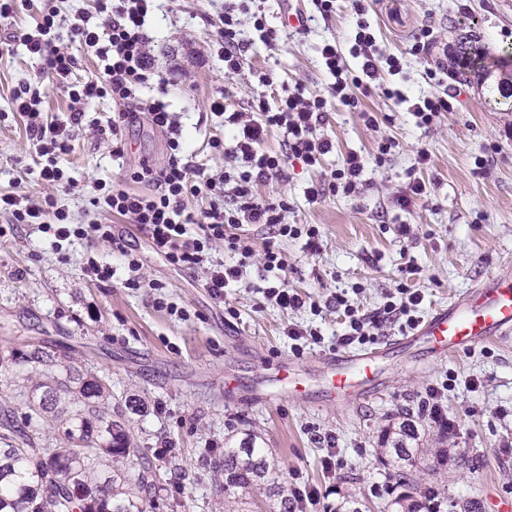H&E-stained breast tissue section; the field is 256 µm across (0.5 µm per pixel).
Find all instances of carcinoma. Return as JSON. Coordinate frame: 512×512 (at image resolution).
<instances>
[{"instance_id": "cac0c4a2", "label": "carcinoma", "mask_w": 512, "mask_h": 512, "mask_svg": "<svg viewBox=\"0 0 512 512\" xmlns=\"http://www.w3.org/2000/svg\"><path fill=\"white\" fill-rule=\"evenodd\" d=\"M461 62L471 71L483 70L488 52L466 46ZM21 359L30 366L25 381L43 394L26 403L21 426L13 407L0 405V512H150L156 467L121 423L111 380L60 366L34 345ZM54 410L62 428L59 447L43 448L39 420ZM416 438L409 417L381 436L380 454L407 466L387 492L390 512H424L425 491L418 490L413 474L418 449L409 447ZM255 491L277 501L279 512H293L286 478L256 438L246 437L224 449V505L249 512L245 496Z\"/></svg>"}]
</instances>
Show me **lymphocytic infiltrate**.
<instances>
[{"label":"lymphocytic infiltrate","mask_w":512,"mask_h":512,"mask_svg":"<svg viewBox=\"0 0 512 512\" xmlns=\"http://www.w3.org/2000/svg\"><path fill=\"white\" fill-rule=\"evenodd\" d=\"M250 3L251 0H225L217 48L225 73L238 75L245 69L250 42L243 36L244 20H251L268 42L277 38L276 30L266 28L263 11L252 10ZM352 5L357 21L349 51H342L334 41L323 42L318 48L321 65L333 79L330 97L307 93L298 84L273 107L260 99L253 103L251 111L228 112L223 102H211V110L223 115L225 124L235 130L232 148H225L220 139L211 142L212 148L223 152L230 161L222 173L214 174L185 160L180 124L164 98L141 96L142 90L158 77L149 51V37L144 31L157 0H94L100 24L90 25L84 15L72 23V41L93 49L99 61L97 79L84 82L73 80L77 59L55 34L58 11L54 0H42L35 31L17 29L10 32L8 40L23 46L30 57L39 60L42 73L53 87L70 99V113L62 122L43 118L40 90L27 83L14 90L13 109L27 117L28 139L37 154L46 159L39 176L48 192L36 202L23 200L14 193H1L0 215H7L8 221L0 225V238L14 234L22 224L52 232L59 242L92 235L123 253L130 271L140 270V258L127 252L122 237L116 235L112 225L98 221L74 223L65 210L58 208L55 196L56 190L72 186V179L60 166L59 159L68 154L82 126L85 102L108 96L118 107L108 126L113 158L120 160L125 156L123 129L143 123L166 135L168 158L160 166L144 159L127 171L133 182L154 184V193L142 194L118 184L92 197L90 206L138 224L145 231L152 251L170 266L192 270L207 265L203 286L216 303H223L224 290L230 283L243 282L244 272L255 256L250 238L241 233L243 226L251 224L282 237H302L306 248L317 250V229L285 223L287 202L263 199L258 188L280 176L287 160L292 158L308 168H322L325 156L333 149L332 141L321 134L328 98H336L342 106L359 110L367 126H377L374 113L360 110L355 91L364 82L380 80L381 67L398 73L403 65L398 57H381L363 0H352ZM351 58L357 60L358 71L350 70L347 61ZM448 77L447 68L442 66L428 71L427 78L433 82L434 91L418 96L410 106L418 124L430 125L442 113L455 110L460 89L449 84ZM273 129L286 135L287 152L279 154L264 149V139ZM364 168L360 154L348 153L339 168L308 187V199L315 201L329 193L347 196L359 193ZM228 193L233 196L229 205L224 202ZM190 196L200 199L199 210L186 209L185 200ZM219 243L237 254L235 264L212 260L211 252ZM422 301L419 291L403 288L397 299L386 301L379 312L366 316L353 309L345 293H338L333 305L342 310L347 320L338 341L343 345L371 342L375 324L390 318L404 319L407 328H415Z\"/></svg>","instance_id":"obj_1"}]
</instances>
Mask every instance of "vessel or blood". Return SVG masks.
I'll use <instances>...</instances> for the list:
<instances>
[{
  "mask_svg": "<svg viewBox=\"0 0 512 512\" xmlns=\"http://www.w3.org/2000/svg\"><path fill=\"white\" fill-rule=\"evenodd\" d=\"M512 338V276L499 275L455 295L436 308L410 335L379 347L321 360L325 370L312 387L296 366L252 384L249 394L267 406L284 399L340 405L372 397L382 383L385 357L421 348L432 357L452 358L476 346Z\"/></svg>",
  "mask_w": 512,
  "mask_h": 512,
  "instance_id": "obj_1",
  "label": "vessel or blood"
}]
</instances>
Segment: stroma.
I'll list each match as a JSON object with an SVG mask.
<instances>
[{
  "instance_id": "obj_1",
  "label": "stroma",
  "mask_w": 512,
  "mask_h": 512,
  "mask_svg": "<svg viewBox=\"0 0 512 512\" xmlns=\"http://www.w3.org/2000/svg\"><path fill=\"white\" fill-rule=\"evenodd\" d=\"M224 3L162 0L146 24L149 49L188 154L211 171L223 170L224 156L210 143L228 134L223 116L210 111L209 99L223 98L228 110L244 112L253 99L276 101L298 82L326 95L322 132L336 150L323 170L291 160L279 178L259 188L263 198L287 200L286 223L318 227V252H310L301 238L278 237L273 244L288 264L287 286L323 303L322 312L285 311L268 302L257 290L255 266L247 269L249 287L226 289L223 304H216L201 286L204 271H182L162 261L128 219L88 212L86 198L96 184L124 178L100 133L117 110L106 96L87 105L85 127L62 161L77 187L56 196L74 223L97 218L112 223L143 267L131 274L119 253L102 241L76 240L55 250L48 234L27 227L1 241L0 399L12 401L17 416L26 413L27 396L13 381L12 358L31 341L63 364L109 377L113 402L139 404L137 412L125 415L130 435L147 452H166L155 512H221L224 440L249 434L272 451L287 476L333 488L318 512H334L340 495L347 493L361 498L370 512H384L389 467L376 448L383 429L408 408L423 450L416 474L425 485H439L446 498L475 502L478 512H501L503 504L512 503V339L452 359L423 354L415 367L394 357L386 365L380 394L347 408L305 407L288 400L266 407L226 391L225 384L287 365L293 354L284 330L291 323L317 329L324 338L305 350L304 360L342 353L336 338L345 318L326 306L336 292L346 291L359 313L370 315L389 293L407 286L422 292L418 314L424 317L487 276L512 272V112L492 101L501 71L462 80L457 111L440 115L430 126L418 125L409 112L411 100L427 88V71L455 55L461 42L474 39L491 53L512 52V0H370L368 19L379 47L403 62L402 73L382 74L397 96L385 97L374 88L357 92L360 110L377 115L374 129L329 97L331 79L319 64L324 40L349 50L356 21L351 0H336L335 13L325 20L316 17L313 0H298L302 14L315 17L309 32L283 35L274 47L252 24H244L251 42V73L244 77L225 75L216 55ZM423 25L434 28L438 41L431 53L416 55L408 35ZM257 71L272 73V85L259 84L253 77ZM42 79L36 61L23 52L0 55V191L34 201L46 192L40 158L27 139L25 118L12 110L11 97L19 84ZM385 137L397 146L380 163L377 144ZM125 138L128 165L145 158L165 161L166 138L159 131L136 125ZM492 142L497 151L485 152ZM422 149L431 156L422 173L428 194L405 213L394 207L392 196L406 183ZM351 151L367 161L365 187L352 197L329 194L309 202L306 188L322 171L338 168ZM481 155L487 159L482 174L475 165ZM401 224L412 225L409 236L399 235ZM90 256L116 266V284L104 287L86 275ZM411 259L419 267L413 276L405 272ZM133 275L139 287H125ZM159 297L165 307L156 305ZM232 309L237 312L233 318L228 315ZM448 379L454 385L442 404L456 425L451 434L423 413L427 388ZM468 379L476 380L475 389L465 388ZM328 433L342 461L331 472L322 468L326 445L321 437ZM460 456L477 458L479 464L457 465Z\"/></svg>"
}]
</instances>
